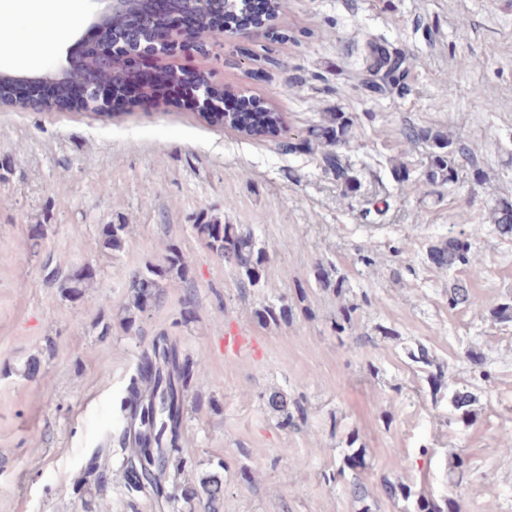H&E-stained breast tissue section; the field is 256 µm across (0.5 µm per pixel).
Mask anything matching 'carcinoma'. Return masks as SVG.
I'll return each instance as SVG.
<instances>
[{"label": "carcinoma", "instance_id": "obj_1", "mask_svg": "<svg viewBox=\"0 0 512 512\" xmlns=\"http://www.w3.org/2000/svg\"><path fill=\"white\" fill-rule=\"evenodd\" d=\"M405 58L399 54L388 52L375 44L368 46V58L364 70L360 73L361 81L373 94L382 95L393 88L396 82L395 73L401 71ZM115 72H104L94 62H89L79 72L78 77L84 83L94 85L105 84ZM218 99L222 100L224 111L206 112L204 116L213 117L218 122H224V113H233L236 110L239 98L216 90ZM250 135L277 136L284 133L281 116L277 112H256L253 124L246 129ZM355 138L353 123L344 112H332L327 122L315 125L308 130V134L292 146L293 150H304L315 140L325 145L322 152V167L325 171L336 175V182L345 190L355 188L356 177L351 168L341 162L338 149L345 146ZM422 139L431 142L433 150L432 167L428 178L443 185L454 181L455 157L464 152L461 145L441 134L429 129H411L405 133L407 144ZM495 228L504 235H512V204H504L498 209L495 217ZM197 233L205 240L207 247L224 260L233 263L247 278L249 284L255 286L259 283L266 255L257 247L250 230H243L235 224L195 225ZM468 243L450 237L444 243L435 245L430 250L431 259L441 268L452 270L468 263ZM164 269L153 266L134 275L130 288L131 293L127 302L128 312H145L160 297L159 277ZM91 279L88 273L76 272L68 274L59 280V288L66 295L76 297L81 294L87 280ZM144 363L149 369L140 379L150 381L151 393L142 404V418L149 427V436L141 441L142 448L136 449L122 457L121 465L131 467L134 462L143 459L152 467L154 473L149 475V482L159 487V481L166 476L170 462V452L179 438L181 424V408L184 397V384L181 376L179 350L175 343L161 336L152 347V351L145 355ZM224 496V463H217L216 469L202 477L198 483H187L177 487V493L166 498L167 504L181 499L184 502L197 503L201 512H218ZM451 499L446 495L430 494L416 495L414 512H448V503Z\"/></svg>", "mask_w": 512, "mask_h": 512}]
</instances>
